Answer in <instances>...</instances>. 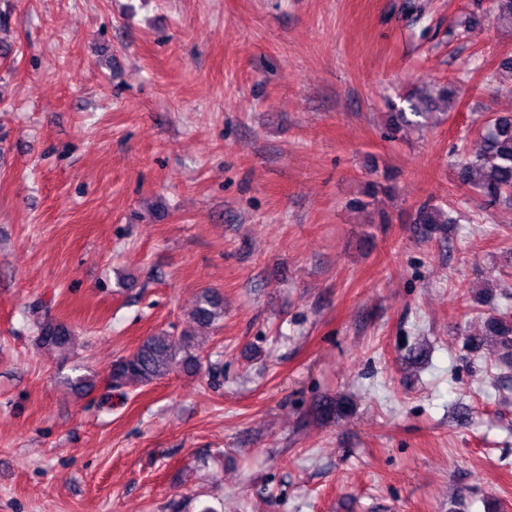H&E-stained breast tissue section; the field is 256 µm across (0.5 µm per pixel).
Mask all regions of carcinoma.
<instances>
[{
	"mask_svg": "<svg viewBox=\"0 0 512 512\" xmlns=\"http://www.w3.org/2000/svg\"><path fill=\"white\" fill-rule=\"evenodd\" d=\"M493 21L512 28V0H493ZM457 88L453 82L442 84L431 92L418 88L404 101L408 109L398 108L389 113V128L396 134L408 128H420L429 119L428 109L435 101L454 103ZM458 178L470 184L489 205L503 204L512 208V115H496L488 121V131L482 136V147L455 164ZM414 223L424 224L434 233L446 224L458 223L456 211L439 205L424 204L416 212ZM193 323L208 326L224 317V296L205 290L190 311ZM37 341L43 347L62 348L70 344L72 330L62 323L36 320ZM483 335L495 338L499 349L512 356V317L488 316L483 322ZM198 347L191 335L171 336L159 333L147 337L131 353L112 363L111 386L115 390L130 385H149L177 369L194 371L200 366ZM347 411L341 400H325L315 407L316 415L329 420Z\"/></svg>",
	"mask_w": 512,
	"mask_h": 512,
	"instance_id": "carcinoma-1",
	"label": "carcinoma"
}]
</instances>
